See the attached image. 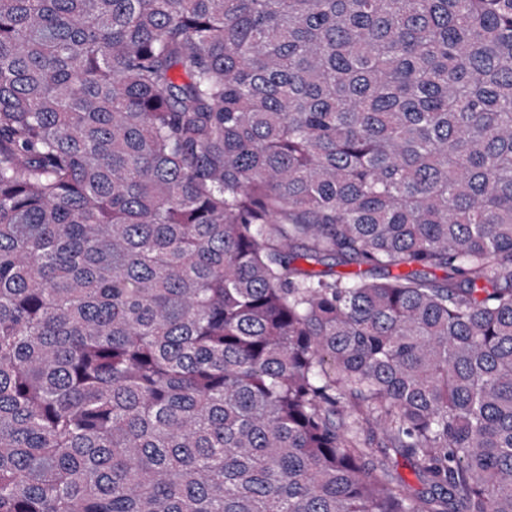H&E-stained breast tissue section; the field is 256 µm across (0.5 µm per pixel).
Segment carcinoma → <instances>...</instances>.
I'll list each match as a JSON object with an SVG mask.
<instances>
[{
  "mask_svg": "<svg viewBox=\"0 0 512 512\" xmlns=\"http://www.w3.org/2000/svg\"><path fill=\"white\" fill-rule=\"evenodd\" d=\"M0 512H512V0H0Z\"/></svg>",
  "mask_w": 512,
  "mask_h": 512,
  "instance_id": "obj_1",
  "label": "carcinoma"
}]
</instances>
